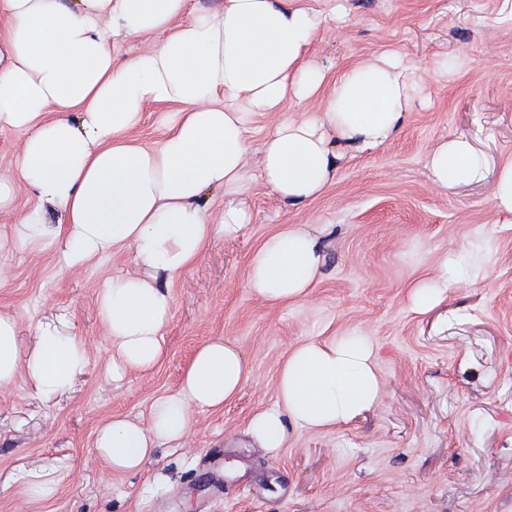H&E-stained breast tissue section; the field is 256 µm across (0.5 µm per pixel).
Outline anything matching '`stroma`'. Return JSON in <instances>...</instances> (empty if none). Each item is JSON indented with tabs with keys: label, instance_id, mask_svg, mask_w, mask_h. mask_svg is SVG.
<instances>
[{
	"label": "stroma",
	"instance_id": "obj_1",
	"mask_svg": "<svg viewBox=\"0 0 512 512\" xmlns=\"http://www.w3.org/2000/svg\"><path fill=\"white\" fill-rule=\"evenodd\" d=\"M313 62L338 77L397 52L423 80V103L375 151L350 152L316 200L291 207L259 173L280 113L255 117L241 202L251 215L217 239L173 288L160 360L105 377L113 345L98 313L112 277L134 272L131 252L67 267L50 243L20 248L13 227L36 201L17 189L0 215V313L21 330L65 326L87 363L72 388L41 400L0 387V512H512V223L491 185L437 187L426 168L441 141L464 136L489 166L512 155V0H341ZM309 226L322 264L309 297L272 307L244 286L252 253L279 227ZM464 254L468 281L431 312L409 308L414 285L444 256ZM313 336H365L383 383L378 402L330 432L288 430L278 456L256 448L250 417L275 399L289 351ZM224 338L249 379L218 412H202L181 447H161L135 473L109 472L93 447L113 416L148 425L154 401L178 388L196 349ZM58 481L49 501L25 499L31 481Z\"/></svg>",
	"mask_w": 512,
	"mask_h": 512
}]
</instances>
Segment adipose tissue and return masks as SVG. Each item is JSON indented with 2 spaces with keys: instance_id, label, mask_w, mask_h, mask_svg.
Listing matches in <instances>:
<instances>
[{
  "instance_id": "adipose-tissue-1",
  "label": "adipose tissue",
  "mask_w": 512,
  "mask_h": 512,
  "mask_svg": "<svg viewBox=\"0 0 512 512\" xmlns=\"http://www.w3.org/2000/svg\"><path fill=\"white\" fill-rule=\"evenodd\" d=\"M318 29L302 0H222L207 11L189 0H0V133L26 134L15 182L0 180V211L20 183L38 201L17 226L20 246L59 245L69 267L133 253L135 273L107 281L98 299L117 349L112 380L159 361L173 282L211 242L236 237L249 223L239 196L255 116L281 113L263 143L260 175L280 200L302 206L332 182L339 148L381 147L411 108L420 76L396 52L332 81L309 58ZM151 33L157 43L122 55L123 43ZM319 97L323 111L284 116L288 102ZM148 106L163 130L151 144L135 135ZM426 166L448 190L483 182L488 170L462 136L438 144ZM210 191L224 194L217 219ZM46 205L62 214L56 226L42 218ZM321 261L317 237L287 226L252 254L245 286L273 307L300 302ZM460 267L443 259L437 275L414 289L415 311L439 305ZM34 336L21 350L18 323L0 315V386L20 379L49 401L72 385L85 349L64 328L41 323ZM247 380L242 352L209 340L178 390L153 404L148 426L112 418L97 429L94 446L113 473L139 471L160 445H180L197 412L222 410ZM381 391L368 342L312 337L287 354L274 403L252 415L248 430L274 455L286 447L289 426L335 429L373 407Z\"/></svg>"
}]
</instances>
